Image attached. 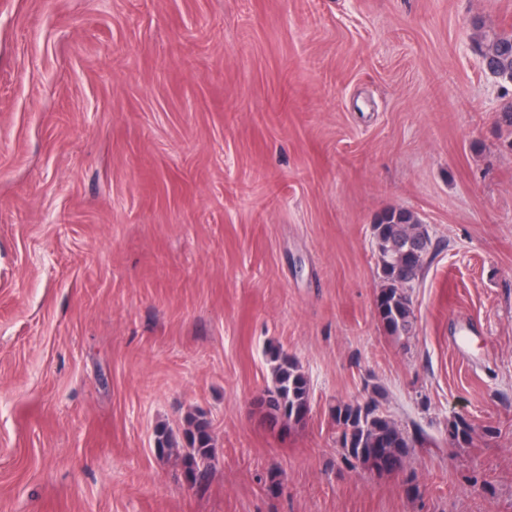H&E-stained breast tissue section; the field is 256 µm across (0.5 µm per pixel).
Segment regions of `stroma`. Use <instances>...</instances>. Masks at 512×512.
Returning a JSON list of instances; mask_svg holds the SVG:
<instances>
[{
	"label": "stroma",
	"instance_id": "stroma-1",
	"mask_svg": "<svg viewBox=\"0 0 512 512\" xmlns=\"http://www.w3.org/2000/svg\"><path fill=\"white\" fill-rule=\"evenodd\" d=\"M502 32L512 0H0V512H512ZM391 208L432 239L407 337ZM271 343L310 383L282 432ZM370 398L402 470L344 456L329 408ZM199 410L191 482L154 431ZM477 49L493 77L512 82V33L495 35L485 44L478 43ZM373 242L378 252V268L384 283L376 300V310L385 329L395 336L410 335L414 328L412 303L406 296L404 282L417 278L423 271L432 240L426 225L408 210H390L372 225ZM418 244L419 259L409 262L406 269L398 265L394 257L401 251ZM408 240V243H407ZM186 451L182 463L187 475L194 481L201 478L214 460V437L210 421L203 415L191 416L184 430Z\"/></svg>",
	"mask_w": 512,
	"mask_h": 512
}]
</instances>
